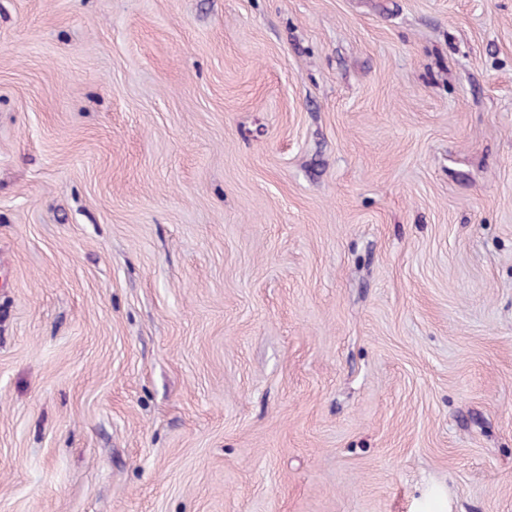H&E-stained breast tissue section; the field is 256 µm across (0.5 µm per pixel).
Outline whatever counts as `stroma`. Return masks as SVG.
Wrapping results in <instances>:
<instances>
[{"instance_id": "obj_1", "label": "stroma", "mask_w": 512, "mask_h": 512, "mask_svg": "<svg viewBox=\"0 0 512 512\" xmlns=\"http://www.w3.org/2000/svg\"><path fill=\"white\" fill-rule=\"evenodd\" d=\"M0 512H512V0H0Z\"/></svg>"}]
</instances>
